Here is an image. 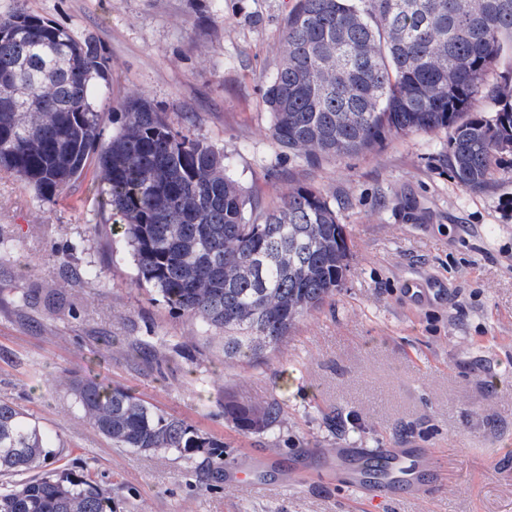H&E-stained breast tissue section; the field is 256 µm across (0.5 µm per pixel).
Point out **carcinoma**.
I'll return each mask as SVG.
<instances>
[{"instance_id": "obj_1", "label": "carcinoma", "mask_w": 512, "mask_h": 512, "mask_svg": "<svg viewBox=\"0 0 512 512\" xmlns=\"http://www.w3.org/2000/svg\"><path fill=\"white\" fill-rule=\"evenodd\" d=\"M0 15V172L52 202L95 166L112 235L132 251L136 279L174 312L223 342L224 361L252 362L343 284L350 248L324 195L288 191L263 222L213 144L170 127L148 99L120 103L104 138L112 71L98 44L27 12ZM264 99L270 132L315 166L369 152L398 134L448 131V171L484 189L512 154V88L487 76L512 55V0H296ZM23 85L24 115L9 91ZM73 408L116 448L198 460L224 469V445L167 416L130 390L62 370ZM245 433L279 425L277 400H224ZM64 446L38 419L0 400V512H114L112 484L53 467Z\"/></svg>"}]
</instances>
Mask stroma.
<instances>
[{
	"label": "stroma",
	"instance_id": "stroma-1",
	"mask_svg": "<svg viewBox=\"0 0 512 512\" xmlns=\"http://www.w3.org/2000/svg\"><path fill=\"white\" fill-rule=\"evenodd\" d=\"M295 0H24L25 8L101 47L112 97L145 94L169 124L223 150L252 222L291 188L320 191L345 224L341 286L259 362L228 363L198 328L135 282L129 246L103 231L94 174L53 202L0 173V398L33 414L65 459L111 482L116 512H360L346 488L302 468L331 449L442 450L429 499L373 512H512V155L471 192L442 157L448 134L389 136L364 155L310 166L270 135L263 89ZM442 294L419 306L407 279ZM57 288L68 309L24 304ZM114 337L111 350L97 344ZM67 369L130 389L224 445L225 458L275 459L252 491L174 455L112 447L69 406ZM285 405L283 422L245 433L225 398ZM338 418L340 428L328 425Z\"/></svg>",
	"mask_w": 512,
	"mask_h": 512
}]
</instances>
